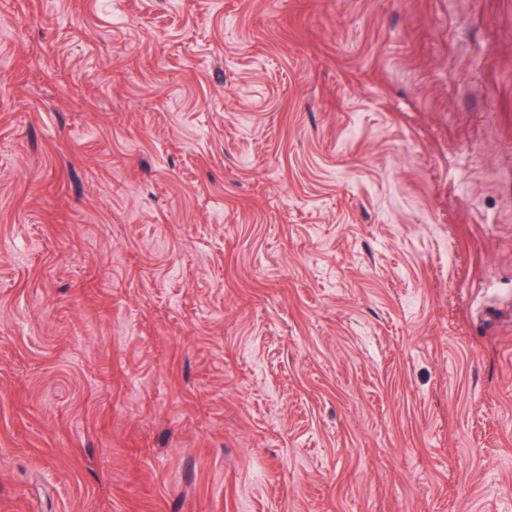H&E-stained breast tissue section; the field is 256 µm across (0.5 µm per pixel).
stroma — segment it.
Returning a JSON list of instances; mask_svg holds the SVG:
<instances>
[{
    "label": "stroma",
    "mask_w": 512,
    "mask_h": 512,
    "mask_svg": "<svg viewBox=\"0 0 512 512\" xmlns=\"http://www.w3.org/2000/svg\"><path fill=\"white\" fill-rule=\"evenodd\" d=\"M0 512H512V0H0Z\"/></svg>",
    "instance_id": "1"
}]
</instances>
